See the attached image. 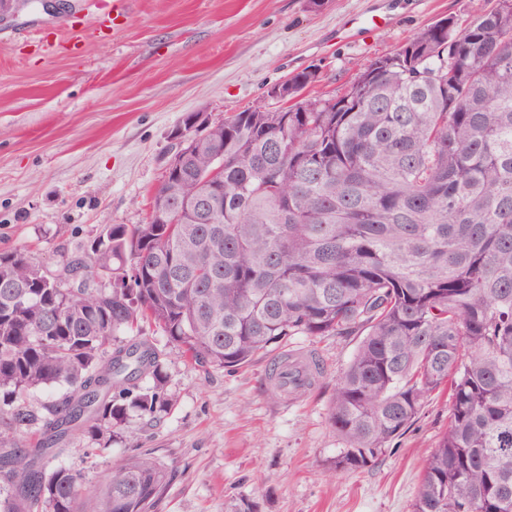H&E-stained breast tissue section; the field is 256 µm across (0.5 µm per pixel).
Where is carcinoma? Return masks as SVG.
Masks as SVG:
<instances>
[{
  "instance_id": "cac0c4a2",
  "label": "carcinoma",
  "mask_w": 512,
  "mask_h": 512,
  "mask_svg": "<svg viewBox=\"0 0 512 512\" xmlns=\"http://www.w3.org/2000/svg\"><path fill=\"white\" fill-rule=\"evenodd\" d=\"M446 21L340 94L224 118L180 173L192 197L224 154L212 220L184 208L176 224H104L55 273L0 252V512L161 499L175 471L144 455L98 492L44 463L73 431L107 448L129 410L165 411L151 340L120 339L142 321L213 369L290 336H361L329 408L336 468H370L446 388L448 431L413 512H512V0ZM54 385L66 390L42 412L25 406Z\"/></svg>"
}]
</instances>
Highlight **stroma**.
<instances>
[{
    "label": "stroma",
    "instance_id": "35a3bbf8",
    "mask_svg": "<svg viewBox=\"0 0 512 512\" xmlns=\"http://www.w3.org/2000/svg\"><path fill=\"white\" fill-rule=\"evenodd\" d=\"M384 5L365 33L353 19ZM479 0H70L50 14L34 0L0 24V250L24 246L49 269L104 224H143L185 115L212 121L265 105V92L313 69L305 98L343 92L373 60L428 24L469 22ZM167 374L157 420L130 413L128 434L90 454L72 436L53 465L102 487L113 467L147 453L175 470L153 512H412L423 467L448 429L447 392L362 472L340 471L343 442L328 409L360 339L292 336L279 350L314 353L319 381L300 402L269 385L274 352L205 369L146 325ZM278 350V351H279Z\"/></svg>",
    "mask_w": 512,
    "mask_h": 512
}]
</instances>
